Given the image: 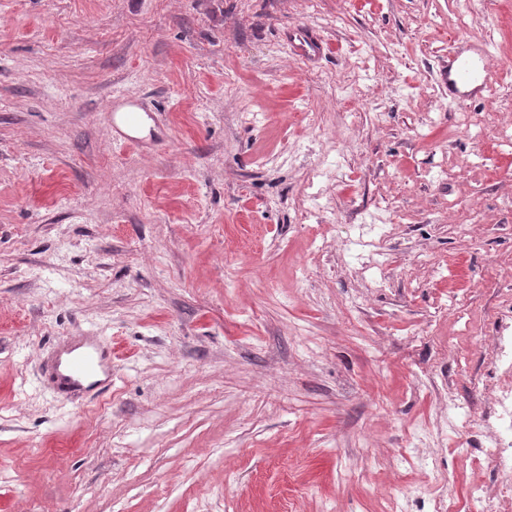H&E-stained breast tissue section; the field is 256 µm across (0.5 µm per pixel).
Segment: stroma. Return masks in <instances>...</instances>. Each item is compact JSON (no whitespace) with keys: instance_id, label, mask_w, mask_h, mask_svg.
I'll return each mask as SVG.
<instances>
[{"instance_id":"stroma-1","label":"stroma","mask_w":512,"mask_h":512,"mask_svg":"<svg viewBox=\"0 0 512 512\" xmlns=\"http://www.w3.org/2000/svg\"><path fill=\"white\" fill-rule=\"evenodd\" d=\"M455 40L491 97L449 100ZM506 86L512 0H0V512H469L512 382ZM77 331L112 345L82 406L44 380ZM290 41L298 55L303 57L316 56L324 50L323 44L317 40L313 32L304 27L290 34ZM120 98L121 97L112 98V103L109 105L105 112H108V115L112 119L113 124L116 123L117 119H119L126 127L130 129H136L138 120L137 112L139 109H141V106L131 101L118 103Z\"/></svg>"}]
</instances>
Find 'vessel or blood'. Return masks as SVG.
<instances>
[{
  "instance_id": "obj_1",
  "label": "vessel or blood",
  "mask_w": 512,
  "mask_h": 512,
  "mask_svg": "<svg viewBox=\"0 0 512 512\" xmlns=\"http://www.w3.org/2000/svg\"><path fill=\"white\" fill-rule=\"evenodd\" d=\"M300 56H316L323 52L322 43L312 31L300 29L290 36ZM489 46L457 44L448 51V63L440 78L450 98L461 102L486 97L490 90L487 78ZM57 394L74 399L86 389L102 390L112 384V348L99 337L85 336L65 345L48 369Z\"/></svg>"
}]
</instances>
